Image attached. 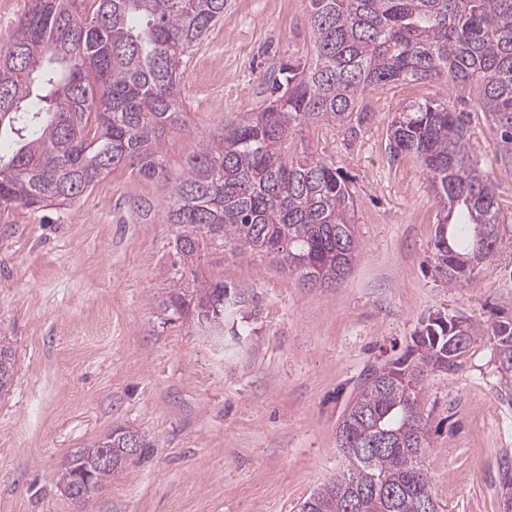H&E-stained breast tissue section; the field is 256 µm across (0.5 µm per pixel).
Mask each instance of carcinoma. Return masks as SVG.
Masks as SVG:
<instances>
[{"instance_id":"obj_1","label":"carcinoma","mask_w":512,"mask_h":512,"mask_svg":"<svg viewBox=\"0 0 512 512\" xmlns=\"http://www.w3.org/2000/svg\"><path fill=\"white\" fill-rule=\"evenodd\" d=\"M314 56L285 71L283 94L260 112L200 142L180 174L161 162L184 126L181 76L226 0H30L0 41V212L72 203L100 178L137 165L173 183L175 227L169 292L177 319L224 318V282L190 269L200 248L231 245L270 255L298 281L329 285L359 254L355 200L332 163L288 157L283 143L315 122L341 125L365 93L405 80H444L475 93L496 117L501 156L512 159V0H307ZM470 113L448 100L411 106L391 129L395 153L416 155L440 197L447 234L435 236L434 272L450 285L472 280L496 255L500 210L493 182L473 160ZM470 324L437 316L403 356L373 369L337 431L347 473L305 499L300 512H417L436 499L419 458L428 445L418 393L424 372L455 367L475 341ZM500 367L512 375V317L494 322ZM14 375L0 344V392ZM146 437L117 428L75 452L62 481L112 449L114 465ZM112 473L99 469L75 503L86 508Z\"/></svg>"}]
</instances>
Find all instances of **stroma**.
<instances>
[{"instance_id":"obj_1","label":"stroma","mask_w":512,"mask_h":512,"mask_svg":"<svg viewBox=\"0 0 512 512\" xmlns=\"http://www.w3.org/2000/svg\"><path fill=\"white\" fill-rule=\"evenodd\" d=\"M312 56L307 0H227L180 85L188 128L166 139L171 171L263 109L282 67ZM441 98L470 113L471 152L504 220L497 256L455 286L432 272L442 214L427 172L415 155L388 152L399 113ZM284 150L325 159L348 180L360 255L343 279L309 288L271 257L207 247L200 271L241 295L226 301L221 333L159 307L174 259L170 183L125 166L71 205L0 214V342L15 364L0 394V512H76L60 474L118 427L151 446L113 470L87 512H299L346 473L336 433L372 367L399 356L429 317L486 330L494 309L512 307V163L468 88L385 86L346 124L305 127ZM503 387L486 334L453 370L424 377L420 463L444 512H500L512 489Z\"/></svg>"}]
</instances>
